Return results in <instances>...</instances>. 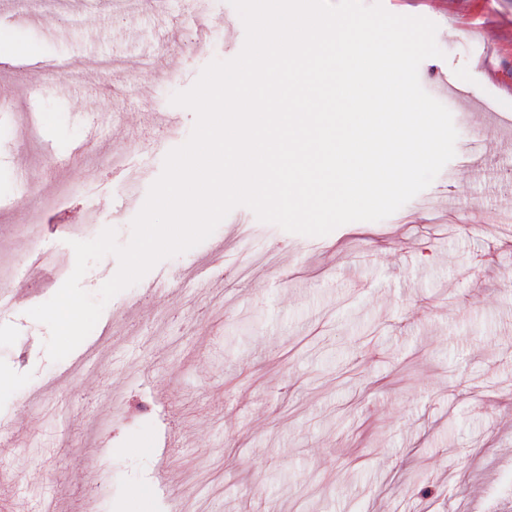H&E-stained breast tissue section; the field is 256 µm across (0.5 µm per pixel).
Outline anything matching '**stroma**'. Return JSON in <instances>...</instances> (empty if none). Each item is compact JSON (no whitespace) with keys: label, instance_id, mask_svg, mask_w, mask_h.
I'll list each match as a JSON object with an SVG mask.
<instances>
[{"label":"stroma","instance_id":"obj_1","mask_svg":"<svg viewBox=\"0 0 512 512\" xmlns=\"http://www.w3.org/2000/svg\"><path fill=\"white\" fill-rule=\"evenodd\" d=\"M397 15L437 26L443 55L424 60L431 96L461 84L512 118V0H382ZM213 20L206 42L156 39L152 18L119 11L77 16L55 0H9L0 28L20 30L38 62L139 59L148 47L174 56L166 76L90 71L70 97L45 71L0 100V265L23 277L31 243L10 208L50 174L83 136L79 113H103L102 142L126 157L137 196L96 149L78 176L31 211L39 246L74 263L72 238L112 227L120 244L195 116L172 106L211 61L229 60L245 31L228 0H199ZM173 113L177 130L126 140L113 119L135 124L141 104ZM455 157L390 217L324 236L293 234L239 206L211 236L160 261L112 298L89 334L110 339L101 368L53 385L68 360L50 361L48 328L26 311L49 300L64 276L34 280L24 304L0 311V377L13 396L0 416L28 415L21 443L0 451L5 496L28 512L62 496L74 512L97 501L123 512L130 491L145 512H172L178 472L200 512H512V223L480 226L512 205V129L481 113L454 114ZM28 161L30 186L15 177ZM198 268L166 298L146 301L156 279ZM223 280L224 294L206 295ZM64 399V421L41 415L42 392ZM475 488L466 496L467 488Z\"/></svg>","mask_w":512,"mask_h":512}]
</instances>
